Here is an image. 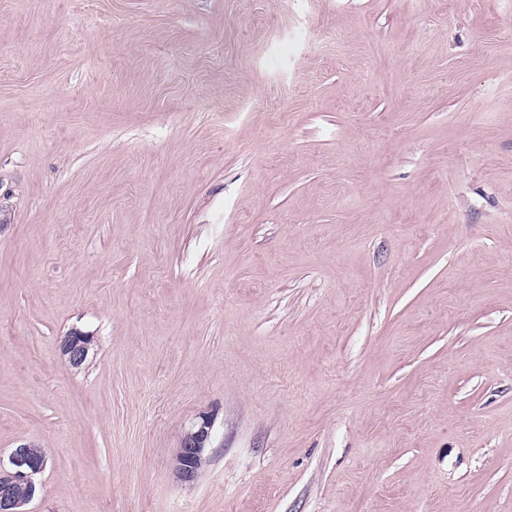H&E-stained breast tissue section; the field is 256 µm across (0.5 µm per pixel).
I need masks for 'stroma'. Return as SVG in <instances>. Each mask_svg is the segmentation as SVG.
Segmentation results:
<instances>
[{"label":"stroma","mask_w":512,"mask_h":512,"mask_svg":"<svg viewBox=\"0 0 512 512\" xmlns=\"http://www.w3.org/2000/svg\"><path fill=\"white\" fill-rule=\"evenodd\" d=\"M23 442L28 512H512V0H0ZM93 343V336L81 331H72L61 342L62 355L71 366H80L87 358ZM182 438L174 458L176 478L185 484L193 483L201 469L209 461V445L212 438L213 421L208 415H202Z\"/></svg>","instance_id":"stroma-1"}]
</instances>
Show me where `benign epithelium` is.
Returning <instances> with one entry per match:
<instances>
[{
  "mask_svg": "<svg viewBox=\"0 0 512 512\" xmlns=\"http://www.w3.org/2000/svg\"><path fill=\"white\" fill-rule=\"evenodd\" d=\"M92 343V336L75 330L62 340V355L70 365L78 367L86 360ZM212 431V418L202 415L182 438L174 458V472L180 482H194L202 467L209 461ZM44 468L40 446L31 443L18 445L11 452L8 464L0 463V512H27L25 506L38 493L34 475L42 472ZM20 487L26 490V494H18Z\"/></svg>",
  "mask_w": 512,
  "mask_h": 512,
  "instance_id": "benign-epithelium-1",
  "label": "benign epithelium"
}]
</instances>
